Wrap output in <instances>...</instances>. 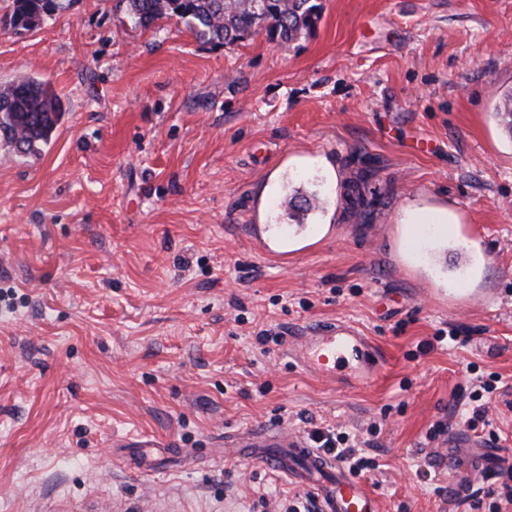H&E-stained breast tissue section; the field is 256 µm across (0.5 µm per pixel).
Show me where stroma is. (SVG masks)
Here are the masks:
<instances>
[{
    "mask_svg": "<svg viewBox=\"0 0 512 512\" xmlns=\"http://www.w3.org/2000/svg\"><path fill=\"white\" fill-rule=\"evenodd\" d=\"M289 46L232 45L71 0L4 27L0 87L56 92L26 156L0 144V512H262L305 493L224 457L255 427L373 439L381 512H489L512 456V0H322ZM364 177V202L343 196ZM324 211L284 254L285 194ZM353 324L384 364L366 384L289 362L294 336ZM457 330L467 345L419 343ZM499 375L500 440L471 493L443 455L459 389Z\"/></svg>",
    "mask_w": 512,
    "mask_h": 512,
    "instance_id": "stroma-1",
    "label": "stroma"
}]
</instances>
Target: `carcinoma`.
Returning <instances> with one entry per match:
<instances>
[{
	"label": "carcinoma",
	"instance_id": "1",
	"mask_svg": "<svg viewBox=\"0 0 512 512\" xmlns=\"http://www.w3.org/2000/svg\"><path fill=\"white\" fill-rule=\"evenodd\" d=\"M70 0H12L10 25L30 30L55 13L68 8ZM128 19L147 27L167 18L183 23L197 37L218 44H234L263 31L269 40L289 45L315 31L321 19L318 0H120ZM496 116L512 136V94L498 107ZM61 118L60 105L50 87L27 79L0 89V140L19 154L35 151L48 142ZM320 207L317 196L290 199L288 209L305 214Z\"/></svg>",
	"mask_w": 512,
	"mask_h": 512
}]
</instances>
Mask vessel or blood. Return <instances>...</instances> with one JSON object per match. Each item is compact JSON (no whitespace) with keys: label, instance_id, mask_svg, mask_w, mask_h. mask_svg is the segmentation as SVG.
<instances>
[{"label":"vessel or blood","instance_id":"vessel-or-blood-1","mask_svg":"<svg viewBox=\"0 0 512 512\" xmlns=\"http://www.w3.org/2000/svg\"><path fill=\"white\" fill-rule=\"evenodd\" d=\"M293 362L318 376L374 379L382 358L371 340L350 324L335 323L292 337L286 348ZM225 458H251L294 483L314 488L322 512H380L376 496L335 460L311 448L299 435L260 429L224 440Z\"/></svg>","mask_w":512,"mask_h":512}]
</instances>
